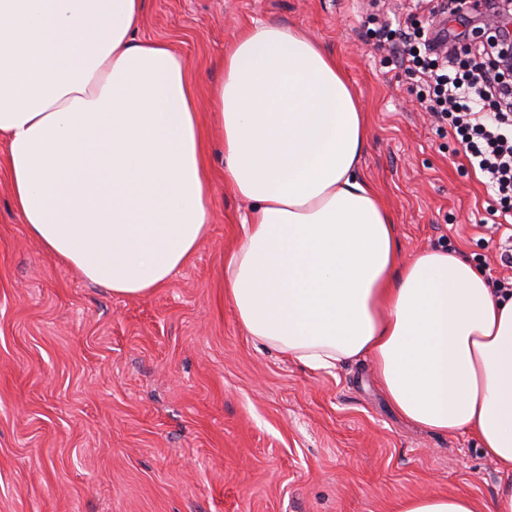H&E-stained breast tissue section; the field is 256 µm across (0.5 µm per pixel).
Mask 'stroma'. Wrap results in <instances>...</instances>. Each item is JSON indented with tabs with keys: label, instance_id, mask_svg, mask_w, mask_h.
<instances>
[{
	"label": "stroma",
	"instance_id": "1",
	"mask_svg": "<svg viewBox=\"0 0 512 512\" xmlns=\"http://www.w3.org/2000/svg\"><path fill=\"white\" fill-rule=\"evenodd\" d=\"M270 22L306 29L360 92L362 172L403 258L447 247L487 279L512 277L494 201L376 49L361 0H146L138 35L179 49L205 115L225 47ZM6 156L0 141V512H395L435 491L494 498L501 478L477 440L404 422L371 360L313 371L248 336L224 294L246 207L219 175L218 146L206 239L136 299L31 237Z\"/></svg>",
	"mask_w": 512,
	"mask_h": 512
}]
</instances>
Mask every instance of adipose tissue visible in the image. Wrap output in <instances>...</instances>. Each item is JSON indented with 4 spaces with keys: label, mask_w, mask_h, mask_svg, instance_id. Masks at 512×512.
<instances>
[{
    "label": "adipose tissue",
    "mask_w": 512,
    "mask_h": 512,
    "mask_svg": "<svg viewBox=\"0 0 512 512\" xmlns=\"http://www.w3.org/2000/svg\"><path fill=\"white\" fill-rule=\"evenodd\" d=\"M145 0H0V137L13 204L64 265L113 295L166 285L212 219L210 131L249 207L224 261L249 336L313 370L371 358L394 410L471 434L502 473L491 502L400 500L397 512H512V294L445 249L403 260L361 157L368 117L306 31L244 27L225 49L211 128Z\"/></svg>",
    "instance_id": "ef3b65f1"
}]
</instances>
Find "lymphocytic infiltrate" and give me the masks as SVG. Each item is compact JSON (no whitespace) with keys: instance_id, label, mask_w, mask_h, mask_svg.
Returning a JSON list of instances; mask_svg holds the SVG:
<instances>
[{"instance_id":"f902f5d3","label":"lymphocytic infiltrate","mask_w":512,"mask_h":512,"mask_svg":"<svg viewBox=\"0 0 512 512\" xmlns=\"http://www.w3.org/2000/svg\"><path fill=\"white\" fill-rule=\"evenodd\" d=\"M425 0H384L375 15L379 48L415 79V94L438 129L451 131L496 202V224H512V46L486 25L468 46L420 20Z\"/></svg>"}]
</instances>
